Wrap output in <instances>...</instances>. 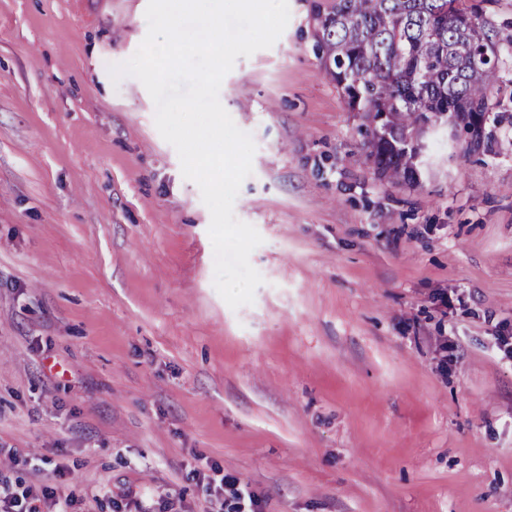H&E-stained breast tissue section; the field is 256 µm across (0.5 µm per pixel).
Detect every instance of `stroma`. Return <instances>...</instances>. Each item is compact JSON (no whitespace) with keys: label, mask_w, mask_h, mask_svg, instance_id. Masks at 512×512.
<instances>
[{"label":"stroma","mask_w":512,"mask_h":512,"mask_svg":"<svg viewBox=\"0 0 512 512\" xmlns=\"http://www.w3.org/2000/svg\"><path fill=\"white\" fill-rule=\"evenodd\" d=\"M322 2L220 88L263 238L234 309L199 186L109 73L148 0H0V486L224 512L189 475L216 462L261 512H512V124L381 178L314 53Z\"/></svg>","instance_id":"35a3bbf8"}]
</instances>
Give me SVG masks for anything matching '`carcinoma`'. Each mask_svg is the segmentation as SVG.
Here are the masks:
<instances>
[{
	"label": "carcinoma",
	"instance_id": "obj_1",
	"mask_svg": "<svg viewBox=\"0 0 512 512\" xmlns=\"http://www.w3.org/2000/svg\"><path fill=\"white\" fill-rule=\"evenodd\" d=\"M493 0H325L318 56L350 112L361 115L366 158L391 183H413L416 152L435 121L493 151L505 119L492 101L505 72L482 20ZM487 49L490 60L481 58Z\"/></svg>",
	"mask_w": 512,
	"mask_h": 512
}]
</instances>
